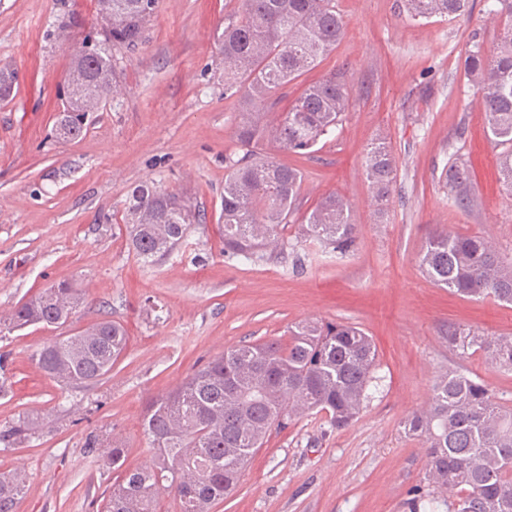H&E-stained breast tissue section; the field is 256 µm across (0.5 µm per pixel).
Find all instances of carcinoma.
Segmentation results:
<instances>
[{
	"label": "carcinoma",
	"mask_w": 512,
	"mask_h": 512,
	"mask_svg": "<svg viewBox=\"0 0 512 512\" xmlns=\"http://www.w3.org/2000/svg\"><path fill=\"white\" fill-rule=\"evenodd\" d=\"M158 0H97L100 35L73 49L54 136L68 141L87 131L90 118L121 94L110 57L101 42L135 52ZM467 0H404L411 17L455 18ZM498 42L487 52L479 42L463 61V75L479 93L489 137L499 148L497 165L512 196V0H490ZM343 19L336 0H239L224 15L217 34L224 67V95L236 98V149L224 155L222 219L224 257L259 263L283 253L284 231L297 223L303 181L300 169L270 152L306 156L342 122L350 106L346 73L330 72L309 85L286 113H271L277 93L315 68L336 49ZM17 73L0 69V102L9 100ZM396 159L386 143L367 149L363 171L379 200L396 178ZM440 178L448 202L469 207L470 173L454 152ZM128 241L147 263L169 255L202 221L200 210L181 193L153 184L136 186L123 215ZM350 205L329 195L305 217L299 238L345 256L360 238ZM436 285L467 299L512 305V259L502 257L485 236L438 232L417 255ZM82 298L60 282L21 302L7 328H59L77 314ZM448 347L465 361L482 356L512 371V338L491 340L465 327L448 330ZM127 348L123 326L101 320L70 336H57L35 355L38 367L66 385L91 384L112 370ZM376 349L354 323L296 325L288 342L234 345L191 373L175 389L151 398L143 432L159 450L152 464L125 472L112 487L108 512H151L161 487L173 492L180 512H209L235 487L254 451L274 431L304 417L326 413L335 429L349 426L371 397ZM406 434L427 448L423 481L407 502L408 512H512V406H506L464 369L439 375L425 407L403 422ZM33 423L22 419L0 438L29 441ZM89 451L106 467L121 468L125 449L89 438ZM28 490L25 474H0V512H13Z\"/></svg>",
	"instance_id": "1"
}]
</instances>
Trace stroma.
Returning a JSON list of instances; mask_svg holds the SVG:
<instances>
[{"instance_id":"35a3bbf8","label":"stroma","mask_w":512,"mask_h":512,"mask_svg":"<svg viewBox=\"0 0 512 512\" xmlns=\"http://www.w3.org/2000/svg\"><path fill=\"white\" fill-rule=\"evenodd\" d=\"M485 0L469 15L413 20L403 0H336L344 34L336 49L282 89L285 112L309 84L332 71L351 81V106L316 152L279 154L303 173L302 212L326 195L352 206L362 227L357 249L339 258L311 248L253 264L227 260L219 230L224 155L235 147L238 107L224 96L217 32L238 0H159L147 44L116 50L123 96L97 113L86 134L55 139L58 90L74 44L92 31L96 0H67L81 22L55 42L57 0H0V68L18 74L0 106V318L65 280L85 302L57 329L29 326L0 337L6 360L0 431L32 416L34 437L0 441V472L25 471L28 493L13 512H105L119 471L105 470L86 440L116 441L128 469L148 465L145 400L176 387L225 347L287 340L306 319L357 324L374 342L381 382L356 421L332 429L325 416L272 434L232 494L210 512H404L419 484L426 448L403 420L428 400L436 377L464 366L498 401L512 400V373L474 357L459 361L448 329L465 325L489 339L512 337V307L451 294L423 276L417 254L450 230L486 236L512 257V196L484 132L478 94L460 63L473 41L497 43ZM386 139L397 174L387 223L362 170L367 148ZM471 169L474 204L448 201L440 180L449 153ZM190 196L205 217L187 245L146 263L130 249L124 203L136 185ZM110 318L127 333L125 355L89 385L62 387L34 356L55 336Z\"/></svg>"}]
</instances>
